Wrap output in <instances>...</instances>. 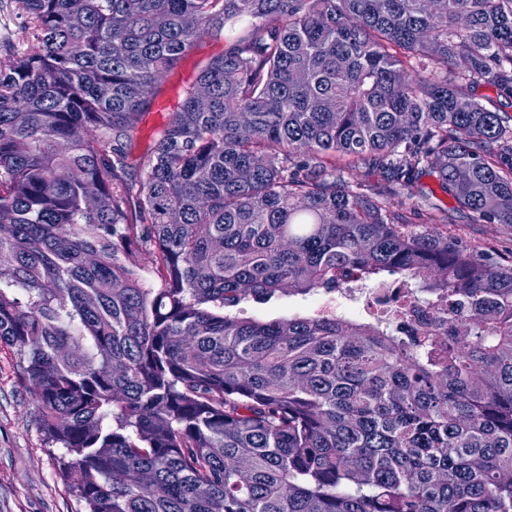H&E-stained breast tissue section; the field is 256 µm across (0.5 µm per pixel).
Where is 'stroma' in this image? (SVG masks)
Segmentation results:
<instances>
[{"label": "stroma", "mask_w": 512, "mask_h": 512, "mask_svg": "<svg viewBox=\"0 0 512 512\" xmlns=\"http://www.w3.org/2000/svg\"><path fill=\"white\" fill-rule=\"evenodd\" d=\"M234 31L198 43L163 79L159 93L133 134V153L142 155L157 131L169 120L211 57L232 46ZM344 180L355 187L387 197L393 210L402 212L416 229L436 228L457 237L473 250L490 254L512 267V224L490 223L460 211L455 199L434 173L423 172L410 188L392 184L368 166L345 170ZM312 297L281 295L265 305L246 303L241 316L260 320L315 313ZM33 385L22 375V356L0 343V512H81V506L57 475L58 448L45 443L35 410Z\"/></svg>", "instance_id": "35a3bbf8"}]
</instances>
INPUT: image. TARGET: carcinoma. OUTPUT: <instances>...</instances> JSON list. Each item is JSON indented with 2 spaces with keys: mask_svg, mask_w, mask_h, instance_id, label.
<instances>
[{
  "mask_svg": "<svg viewBox=\"0 0 512 512\" xmlns=\"http://www.w3.org/2000/svg\"><path fill=\"white\" fill-rule=\"evenodd\" d=\"M14 3L0 342L84 512H512V268L336 177L424 164L512 224V117L470 94L512 100V0ZM243 18L133 157L162 77ZM349 279L433 317L233 312ZM473 96L491 110H500L512 115V102L498 96L496 89L488 84H478L473 88Z\"/></svg>",
  "mask_w": 512,
  "mask_h": 512,
  "instance_id": "cac0c4a2",
  "label": "carcinoma"
}]
</instances>
